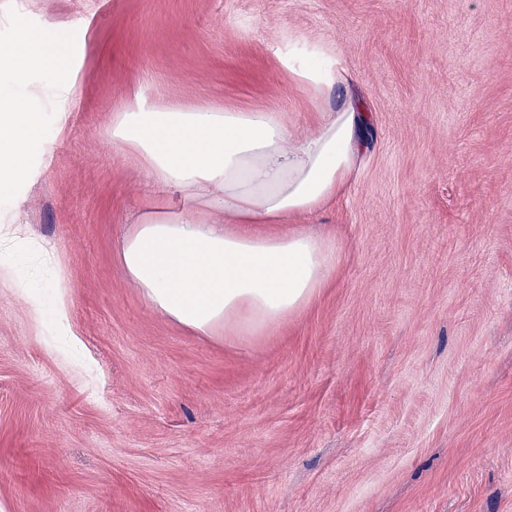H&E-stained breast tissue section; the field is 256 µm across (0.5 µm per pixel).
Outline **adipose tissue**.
<instances>
[{"label": "adipose tissue", "mask_w": 512, "mask_h": 512, "mask_svg": "<svg viewBox=\"0 0 512 512\" xmlns=\"http://www.w3.org/2000/svg\"><path fill=\"white\" fill-rule=\"evenodd\" d=\"M45 46L23 39L0 64L20 76L54 71ZM288 68L319 101L302 133L278 112L159 107L140 93L112 120L113 149L135 152L153 184L184 203L175 214L144 215L119 259L157 312L203 336L263 335L305 307L336 266L334 245L306 232L236 230L322 212L344 193L367 144V112L333 97L351 81L338 55L321 46L292 51ZM38 126L36 113L1 88L0 175L18 179L33 147L49 148ZM209 212L223 223L206 220ZM31 248L19 225L1 224L0 278L30 288L16 258Z\"/></svg>", "instance_id": "1"}]
</instances>
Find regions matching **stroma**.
I'll list each match as a JSON object with an SVG mask.
<instances>
[{
	"label": "stroma",
	"instance_id": "obj_1",
	"mask_svg": "<svg viewBox=\"0 0 512 512\" xmlns=\"http://www.w3.org/2000/svg\"><path fill=\"white\" fill-rule=\"evenodd\" d=\"M66 45V81L0 185L41 247L0 281V512H512V0H0V50ZM327 45L374 135L304 229L336 272L263 336H201L118 258L163 203L112 117L316 102L284 64ZM49 288H52L53 291L56 316L60 322H64L67 319V285L62 269L58 268L54 281Z\"/></svg>",
	"mask_w": 512,
	"mask_h": 512
}]
</instances>
